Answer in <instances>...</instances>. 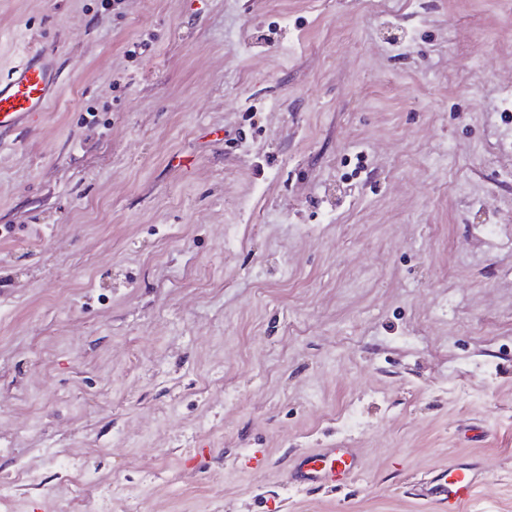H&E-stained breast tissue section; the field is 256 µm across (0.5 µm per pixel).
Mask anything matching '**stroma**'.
<instances>
[{
  "label": "stroma",
  "instance_id": "35a3bbf8",
  "mask_svg": "<svg viewBox=\"0 0 512 512\" xmlns=\"http://www.w3.org/2000/svg\"><path fill=\"white\" fill-rule=\"evenodd\" d=\"M30 46L0 512H437L455 460L512 512V0H0V76ZM360 468L352 448H318L301 456L289 477L299 485L335 488L354 479Z\"/></svg>",
  "mask_w": 512,
  "mask_h": 512
}]
</instances>
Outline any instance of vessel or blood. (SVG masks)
Here are the masks:
<instances>
[{"label":"vessel or blood","mask_w":512,"mask_h":512,"mask_svg":"<svg viewBox=\"0 0 512 512\" xmlns=\"http://www.w3.org/2000/svg\"><path fill=\"white\" fill-rule=\"evenodd\" d=\"M62 73L53 57L41 50L27 51L0 79V139L25 125L32 113L45 111ZM361 462L350 448H320L301 456L292 468V481L333 488L354 479ZM476 490L473 467L451 464L440 470L425 490L439 512H460Z\"/></svg>","instance_id":"1"}]
</instances>
